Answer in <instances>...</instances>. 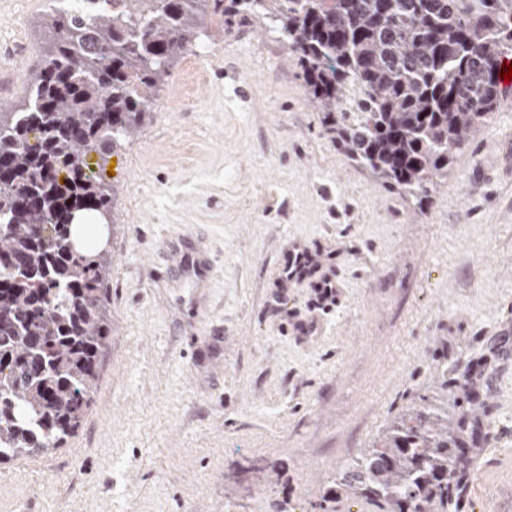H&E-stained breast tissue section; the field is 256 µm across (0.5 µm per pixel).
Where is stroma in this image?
Returning a JSON list of instances; mask_svg holds the SVG:
<instances>
[{
	"instance_id": "obj_1",
	"label": "stroma",
	"mask_w": 512,
	"mask_h": 512,
	"mask_svg": "<svg viewBox=\"0 0 512 512\" xmlns=\"http://www.w3.org/2000/svg\"><path fill=\"white\" fill-rule=\"evenodd\" d=\"M47 10L0 0L21 45L0 105L25 99ZM153 109L85 156L114 189L112 331L63 448L0 461V512H390L345 476L429 408L480 434L433 512H512V93L420 199L337 150L272 19L207 17ZM294 249L317 263L288 282Z\"/></svg>"
}]
</instances>
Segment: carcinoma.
I'll return each mask as SVG.
<instances>
[{
	"mask_svg": "<svg viewBox=\"0 0 512 512\" xmlns=\"http://www.w3.org/2000/svg\"><path fill=\"white\" fill-rule=\"evenodd\" d=\"M204 0H89L49 12L26 102L0 111V458L47 455L80 425L109 336L111 259L72 248L80 212L111 216L85 155L152 119V92L201 28ZM270 17L346 156L418 198L509 92L512 0H211ZM357 464V490L395 512H430L466 469L448 420L419 413Z\"/></svg>",
	"mask_w": 512,
	"mask_h": 512,
	"instance_id": "carcinoma-1",
	"label": "carcinoma"
}]
</instances>
